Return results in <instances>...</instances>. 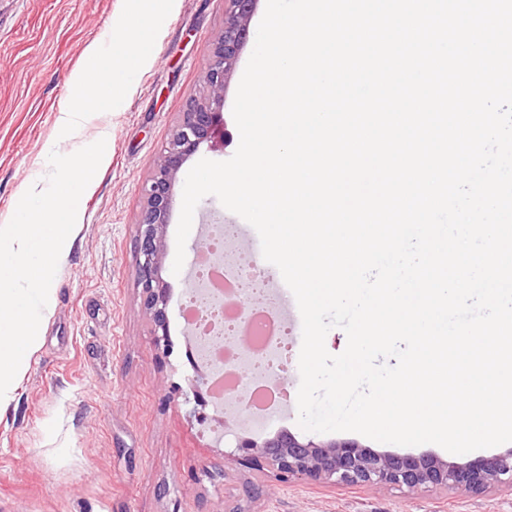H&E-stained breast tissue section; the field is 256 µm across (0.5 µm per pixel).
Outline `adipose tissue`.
<instances>
[{
  "label": "adipose tissue",
  "mask_w": 512,
  "mask_h": 512,
  "mask_svg": "<svg viewBox=\"0 0 512 512\" xmlns=\"http://www.w3.org/2000/svg\"><path fill=\"white\" fill-rule=\"evenodd\" d=\"M168 0H153L150 9L131 11L123 16V24L132 31L131 40L123 43L119 54L100 46L88 50V63L71 80V93L60 108L59 126L72 133L87 115L112 109L115 90L130 86L154 48V34Z\"/></svg>",
  "instance_id": "1"
}]
</instances>
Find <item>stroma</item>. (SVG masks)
I'll list each match as a JSON object with an SVG mask.
<instances>
[{"label": "stroma", "instance_id": "1", "mask_svg": "<svg viewBox=\"0 0 512 512\" xmlns=\"http://www.w3.org/2000/svg\"><path fill=\"white\" fill-rule=\"evenodd\" d=\"M130 0H0V226L12 218L28 184L49 172L51 151L78 150L99 128H112L108 163L81 202L67 255L56 273L54 308L43 342L8 402L0 406V512H512V489L477 493L396 486L277 482L241 467L235 447L297 422L301 329H294L288 371L272 376L286 405L263 426L248 427L235 405L225 424L201 420L190 392L198 376L189 358L196 343L181 308L199 254L204 224L236 229L260 279L279 286L258 235L216 197L198 204L185 246L184 270L173 274L182 184H175L162 277L171 289L169 353L151 336L137 284V220L142 187L202 83L207 55L224 27L222 0H174L156 33L153 60L114 101L111 111L62 139V99L72 74L87 63L92 42L120 44ZM253 51L245 46L225 89L216 135L197 159L224 161L237 146L233 103ZM256 488L247 496V488Z\"/></svg>", "mask_w": 512, "mask_h": 512}]
</instances>
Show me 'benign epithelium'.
I'll list each match as a JSON object with an SVG mask.
<instances>
[{
	"label": "benign epithelium",
	"instance_id": "obj_1",
	"mask_svg": "<svg viewBox=\"0 0 512 512\" xmlns=\"http://www.w3.org/2000/svg\"><path fill=\"white\" fill-rule=\"evenodd\" d=\"M256 3L257 0H224V29L213 43L202 89L190 98L152 179L143 188L145 204L138 222V287L159 349L168 345L169 287L161 268L173 187L184 162L210 141L224 108L227 81L251 37ZM236 461L252 470L268 468L278 482L285 484L306 478L342 485L398 486L410 492L433 486L465 492L491 486L512 488V450L465 462H447L431 454L380 453L355 441L315 442L280 432L260 442H239Z\"/></svg>",
	"mask_w": 512,
	"mask_h": 512
}]
</instances>
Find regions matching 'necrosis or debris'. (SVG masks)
Masks as SVG:
<instances>
[{
	"mask_svg": "<svg viewBox=\"0 0 512 512\" xmlns=\"http://www.w3.org/2000/svg\"><path fill=\"white\" fill-rule=\"evenodd\" d=\"M212 249L199 256L192 273L193 286L184 302V319L198 343V356L209 372V384L215 401L231 394L244 402L245 413L254 419L277 414L282 402L278 389L269 387L265 376L288 368V332L278 312L251 309L241 316L244 293L243 266L239 254L224 242V227L208 226ZM245 323L254 343L240 349L227 337L228 327ZM251 365L256 377L251 386H240L236 371Z\"/></svg>",
	"mask_w": 512,
	"mask_h": 512,
	"instance_id": "4bbe7bcc",
	"label": "necrosis or debris"
}]
</instances>
